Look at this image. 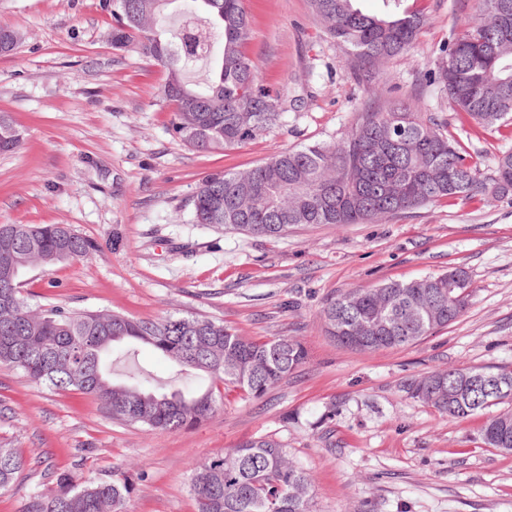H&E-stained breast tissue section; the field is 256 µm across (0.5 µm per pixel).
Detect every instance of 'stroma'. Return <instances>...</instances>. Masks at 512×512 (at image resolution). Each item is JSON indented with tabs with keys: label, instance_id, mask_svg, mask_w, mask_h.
<instances>
[{
	"label": "stroma",
	"instance_id": "35a3bbf8",
	"mask_svg": "<svg viewBox=\"0 0 512 512\" xmlns=\"http://www.w3.org/2000/svg\"><path fill=\"white\" fill-rule=\"evenodd\" d=\"M244 6L250 55L285 112L252 141L201 152L172 130L162 101L167 68L113 48L102 0H0V25L23 35L0 57V112L22 137L17 152L0 154V224H65L94 246L64 268L26 270L32 303L142 319L192 314L245 336L294 337L308 351L264 397L225 390L212 417L176 432L119 423L94 397L0 367V441L27 460L0 492V512H22L60 472L130 478V512H193L196 464L260 436L281 441L306 471L313 512H512V453L483 436L496 408L453 419L407 390L450 367H512V197L443 200L369 224H302L278 239L189 221L206 175L339 139L371 101L408 100L490 172L512 149V132L475 133L424 79L475 0H426L415 48L380 62L388 81L370 88L308 0ZM451 267L467 271L472 298L434 335L373 352L325 336L329 298ZM129 368L173 374L146 346L115 352V374Z\"/></svg>",
	"mask_w": 512,
	"mask_h": 512
}]
</instances>
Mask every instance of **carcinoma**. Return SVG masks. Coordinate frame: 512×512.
Returning <instances> with one entry per match:
<instances>
[{
  "label": "carcinoma",
  "mask_w": 512,
  "mask_h": 512,
  "mask_svg": "<svg viewBox=\"0 0 512 512\" xmlns=\"http://www.w3.org/2000/svg\"><path fill=\"white\" fill-rule=\"evenodd\" d=\"M512 0H478L474 17L448 41L433 81L453 108L482 130L512 122V17L498 5ZM174 0H110L112 46L133 48L169 70L163 102L173 112L172 129L198 151L228 149L279 125L280 96L265 86L247 46L251 28L243 0H190L176 26L167 22ZM357 0H310L325 33L345 46L357 80L380 79L377 62L408 54L425 23L420 0H383L387 13L367 15ZM20 31L0 27V55L14 51ZM21 146V134L0 113V153ZM512 195V152L483 174L473 157L448 138L444 125L424 118L406 102L363 106L338 140L277 154L242 171L208 175L191 197V220L216 224L246 236L279 237L299 224H364L441 199L479 194ZM92 244L61 224H1L0 265L27 270L35 262L49 269L86 257ZM461 268L409 282L390 281L344 293L322 310L326 333L357 351L413 345L455 321L470 297L454 288L441 301L448 275ZM24 281L0 283V367L19 370L32 381L61 391L93 396L112 419L127 425L179 431L211 417L215 389L233 386L253 398L303 365L308 352L292 337L261 340L240 335L220 322L170 314L134 319L115 312L40 310L22 296ZM380 314L387 327L374 333L368 316ZM131 344L151 346L176 367L177 378L194 376L209 385L156 386L135 372L116 380L106 365L112 352ZM464 374L509 377L512 369L450 367L414 379L409 393L452 418L489 407L479 386L469 389L472 407L419 394L436 377ZM486 444L512 452V409L493 416ZM20 449L0 446V491L25 469ZM134 484L126 478L80 485L62 473L56 488L29 496L23 512H126ZM195 512H312L306 472L277 439H247L201 461L191 479Z\"/></svg>",
  "instance_id": "obj_1"
}]
</instances>
